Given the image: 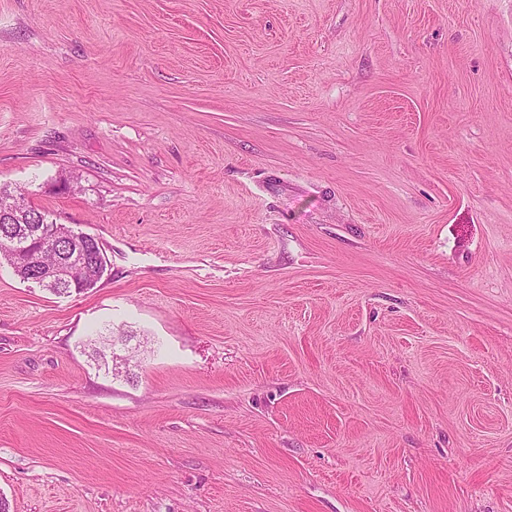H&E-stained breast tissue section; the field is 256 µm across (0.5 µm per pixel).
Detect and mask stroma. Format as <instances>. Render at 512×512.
I'll list each match as a JSON object with an SVG mask.
<instances>
[{
	"label": "stroma",
	"mask_w": 512,
	"mask_h": 512,
	"mask_svg": "<svg viewBox=\"0 0 512 512\" xmlns=\"http://www.w3.org/2000/svg\"><path fill=\"white\" fill-rule=\"evenodd\" d=\"M0 183L9 512H512V0H0ZM0 211H11L10 222L12 224H2L0 222V261L9 265L14 274L23 282H29L28 272L17 266L15 255L12 251V237L18 234H28L37 236L42 229H48L50 232L55 228L58 240H65L72 236L74 231L64 224H58L53 219L50 220V214L40 210L32 205L25 203V193L14 189L13 191L0 186ZM80 234L81 240L85 245L90 246L91 249L97 246L98 241L93 236L82 232H80ZM82 242L73 238L71 243L62 251L61 258H59L54 265L48 267L45 273L37 272L36 277L32 278L31 281L41 283L43 280L48 279L51 282L66 283L74 278L77 271L85 270L87 266L94 267L103 265L104 256L100 244L101 250L94 257L87 252ZM104 268L105 265L89 272H77L75 280L78 285V291L75 290L74 284L55 287L47 283L42 287L57 295H68L73 291L81 292L93 288L96 285L103 274Z\"/></svg>",
	"instance_id": "obj_1"
}]
</instances>
